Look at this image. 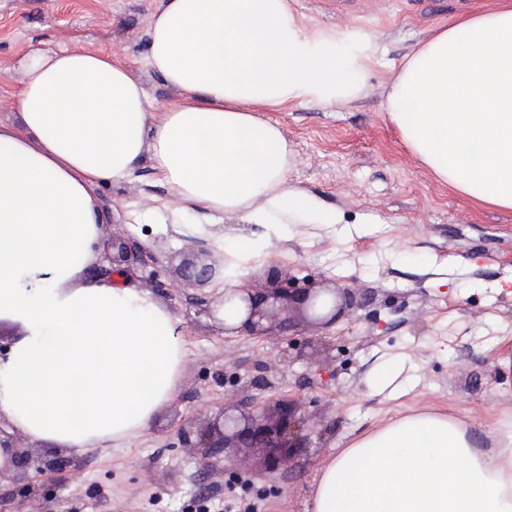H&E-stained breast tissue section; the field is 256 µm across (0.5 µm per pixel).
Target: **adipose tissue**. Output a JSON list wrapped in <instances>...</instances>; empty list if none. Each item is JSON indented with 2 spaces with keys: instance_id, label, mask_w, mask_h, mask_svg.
I'll list each match as a JSON object with an SVG mask.
<instances>
[{
  "instance_id": "1",
  "label": "adipose tissue",
  "mask_w": 512,
  "mask_h": 512,
  "mask_svg": "<svg viewBox=\"0 0 512 512\" xmlns=\"http://www.w3.org/2000/svg\"><path fill=\"white\" fill-rule=\"evenodd\" d=\"M150 69L182 93L160 120L131 68L78 48L40 49L22 64L0 125V325L16 335L0 359V415L57 448H123L181 384L176 318L147 291L95 277L103 214L95 184L125 182L143 159L192 204L190 234L224 253L218 316L247 317V266L272 240L336 213L288 180L291 150L262 109L359 97L376 53L367 35L307 25L288 0H164L149 30ZM385 110L410 152L441 181L512 211V0L438 32L401 65ZM269 226L226 246L213 213ZM408 356L377 364L371 392L413 389ZM306 512H512V422L474 447L444 414L389 420L337 449Z\"/></svg>"
}]
</instances>
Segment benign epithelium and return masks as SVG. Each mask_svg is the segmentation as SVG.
I'll return each instance as SVG.
<instances>
[{
  "mask_svg": "<svg viewBox=\"0 0 512 512\" xmlns=\"http://www.w3.org/2000/svg\"><path fill=\"white\" fill-rule=\"evenodd\" d=\"M112 253L107 260L112 267L98 268L104 275L118 270L130 271V265L143 261V251L136 244L122 238L107 243ZM180 286L193 288L210 282L217 274L211 264H198L185 257L178 268ZM243 300L248 317L240 332L251 336H269L274 328L287 329L294 317H299L317 328H328L346 313L359 306L356 293L349 288H316L301 284L282 272L269 270L265 282L250 284ZM305 420L298 415L294 403L281 402L257 412L238 415L223 412L222 418L207 423L198 433L196 448H271L289 454L305 441ZM0 449L6 455L0 464V474L11 468L25 470L33 462L32 456L14 443L13 435L0 428Z\"/></svg>",
  "mask_w": 512,
  "mask_h": 512,
  "instance_id": "1",
  "label": "benign epithelium"
}]
</instances>
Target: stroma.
<instances>
[{
	"label": "stroma",
	"mask_w": 512,
	"mask_h": 512,
	"mask_svg": "<svg viewBox=\"0 0 512 512\" xmlns=\"http://www.w3.org/2000/svg\"><path fill=\"white\" fill-rule=\"evenodd\" d=\"M161 0H0V123L18 127L10 106L24 57L42 48L79 47L131 66L161 114L179 90L145 64L148 28ZM491 0H290L312 26L358 31L383 50L358 98L266 112L292 150L289 181L335 210L329 228L274 243L269 261L299 279L348 286L363 307L323 333L227 334L205 308L210 288L171 285L177 255L212 251L204 238L170 224L173 193L150 160L130 180L95 186L104 215L101 240L120 235L151 254L123 281L142 288L178 321L186 349L172 401L126 448H55L20 437L56 470L26 469L36 497L16 495L21 480L0 479V512H305L312 483L336 448L380 420L439 412L469 426L477 447L493 426L512 420V212L472 201L439 180L404 146L385 110L395 64L442 26ZM416 364L414 391L397 401L370 397L361 383L381 356ZM302 403L306 448L289 466H265L254 449L188 447L180 435L224 404L252 410L285 398Z\"/></svg>",
	"instance_id": "stroma-1"
}]
</instances>
